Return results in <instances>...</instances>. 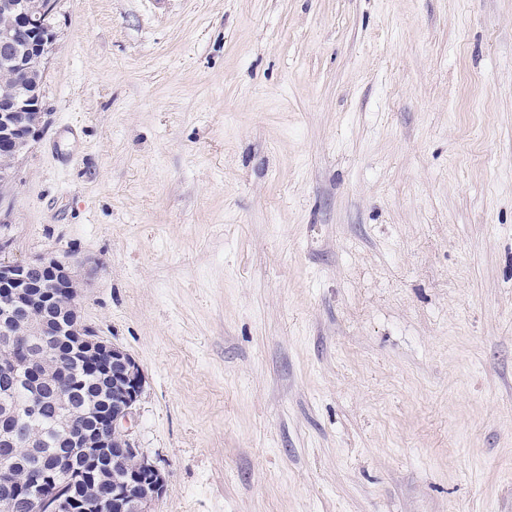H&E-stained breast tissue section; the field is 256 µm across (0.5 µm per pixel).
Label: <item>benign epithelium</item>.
<instances>
[{"label": "benign epithelium", "instance_id": "benign-epithelium-1", "mask_svg": "<svg viewBox=\"0 0 512 512\" xmlns=\"http://www.w3.org/2000/svg\"><path fill=\"white\" fill-rule=\"evenodd\" d=\"M55 5L51 0H0V61L10 81L26 83L0 89V188H7L20 155L36 140L43 124L41 87L45 64L54 49ZM79 283L70 262L41 257L32 261L0 258V307L9 313L0 322V357L21 375L38 377L19 407L0 415V442L16 444L20 428L12 418L37 410L44 387L52 386L62 407V420L72 409L73 385L67 372L49 368L43 358L55 351L57 341L67 339L90 371L107 385L110 398L99 407H83L90 423L69 427L61 452L39 479V491L26 497L33 512H75L77 483L70 479L72 455L86 456L84 482L96 485L103 463L122 464L112 471L111 484L99 499L103 512H152L165 489L162 472L128 439L136 403L143 391V374L122 348L101 339L79 317ZM14 461L0 459V482L14 486Z\"/></svg>", "mask_w": 512, "mask_h": 512}]
</instances>
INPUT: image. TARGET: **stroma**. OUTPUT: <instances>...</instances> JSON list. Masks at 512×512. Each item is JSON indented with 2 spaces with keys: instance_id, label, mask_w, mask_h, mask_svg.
Returning a JSON list of instances; mask_svg holds the SVG:
<instances>
[{
  "instance_id": "35a3bbf8",
  "label": "stroma",
  "mask_w": 512,
  "mask_h": 512,
  "mask_svg": "<svg viewBox=\"0 0 512 512\" xmlns=\"http://www.w3.org/2000/svg\"><path fill=\"white\" fill-rule=\"evenodd\" d=\"M17 261L143 371L154 512H512V0H58Z\"/></svg>"
}]
</instances>
